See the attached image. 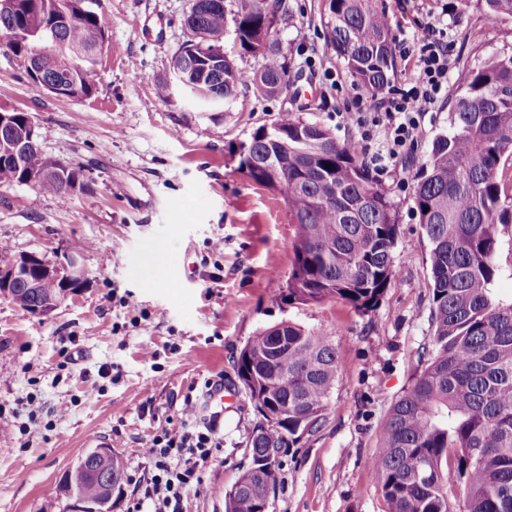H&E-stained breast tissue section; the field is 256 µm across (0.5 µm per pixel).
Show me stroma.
<instances>
[{"label":"stroma","mask_w":512,"mask_h":512,"mask_svg":"<svg viewBox=\"0 0 512 512\" xmlns=\"http://www.w3.org/2000/svg\"><path fill=\"white\" fill-rule=\"evenodd\" d=\"M283 2V92L269 98L240 88L228 112L198 111L172 82L193 0H101L108 41L94 90L82 99L34 96L19 62L0 52V109L33 115L42 150L79 169L86 185L61 195L0 186V242L16 256L58 261L79 253L90 273L85 288L46 316L0 298V425L14 430L0 435V512H66L55 488L86 452L90 433L123 458L124 496L133 498L151 469L143 448L176 423L187 393L204 397L209 378L223 380L234 399L224 405L223 446L185 505L224 512V492L248 465L249 440L262 422L234 361L258 329L284 320L330 336L339 381L321 425L283 456L269 512H386L370 461L391 405L431 347L428 252L413 194L433 139L448 127L449 105L443 99L424 113L406 156L380 161L382 127L366 130L348 118L373 119L374 100L326 43L321 0ZM447 2V15L436 18L426 0H374L391 20L392 94L406 90L408 50L428 26L444 31L452 88L464 68L512 53L511 17ZM288 110L352 141L399 204L395 275L372 312L336 300L281 301L292 257L288 208L239 171L233 152ZM218 238L224 250L211 253ZM169 239L178 251L149 263V250ZM125 297L131 307L121 306ZM149 351L154 360H146ZM92 385L98 391L86 397ZM32 396L41 404L33 417ZM63 404L70 410L62 415Z\"/></svg>","instance_id":"stroma-1"}]
</instances>
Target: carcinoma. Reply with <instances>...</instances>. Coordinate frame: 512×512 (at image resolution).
Here are the masks:
<instances>
[{
    "label": "carcinoma",
    "mask_w": 512,
    "mask_h": 512,
    "mask_svg": "<svg viewBox=\"0 0 512 512\" xmlns=\"http://www.w3.org/2000/svg\"><path fill=\"white\" fill-rule=\"evenodd\" d=\"M0 15L5 52L23 57L43 40L90 49L106 42L98 0H17ZM326 39L357 85L372 94L396 71L390 22L373 0H323ZM476 10L512 17V0H461ZM233 22L238 54L265 59L261 74L273 96L284 83L277 28L282 0H240L227 19L224 0H196L185 20L193 38L178 52L191 56L199 97L214 90L256 85L257 74L239 68L224 47ZM25 70L28 83L44 92L50 83L65 96L93 91L78 56L48 50ZM448 130L432 141L421 164L413 198L429 256L433 350L424 369L388 413L371 466L388 512H512V300L497 297L496 254L500 227L512 224V197L503 183L512 167V54L469 68L449 98ZM0 127V185L41 175L43 193L61 194L79 178L31 139L29 114L5 111ZM277 130L257 128L249 144L260 160L284 156L272 179L251 157L238 169L255 184L279 194L294 227L288 274L290 304L338 300L358 312L373 310L395 275L399 205L371 171L355 145L337 140L317 122L293 112L275 120ZM62 282L46 279L37 298L57 293ZM269 327L242 347L235 369L262 417L280 413L272 428H260L249 443L250 464L224 492L225 512H262L276 468L266 452L287 453L324 419L338 382L339 353L325 334L290 322L284 343L274 346ZM83 497L100 499V480L76 470Z\"/></svg>",
    "instance_id": "1"
}]
</instances>
